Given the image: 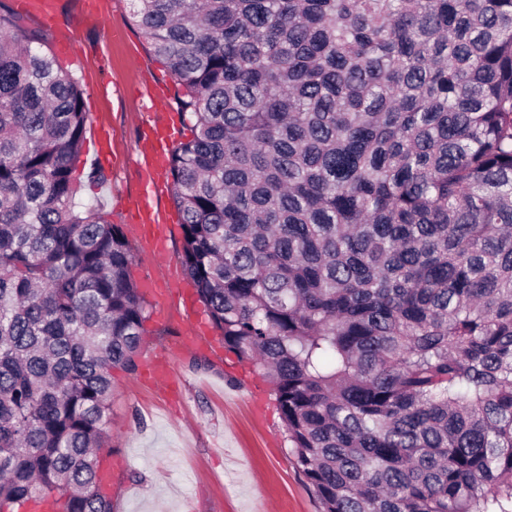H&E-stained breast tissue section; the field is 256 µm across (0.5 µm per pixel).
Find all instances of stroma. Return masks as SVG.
<instances>
[{
  "label": "stroma",
  "instance_id": "stroma-1",
  "mask_svg": "<svg viewBox=\"0 0 512 512\" xmlns=\"http://www.w3.org/2000/svg\"><path fill=\"white\" fill-rule=\"evenodd\" d=\"M110 2L99 17L85 13L82 0H56L53 23L29 11L22 19L27 30L45 34L50 54L73 43L62 64L79 78L89 114L74 178L81 198L97 201L127 233L133 220L125 202L146 189V175L133 163L140 133L175 111V85L134 25L132 0ZM148 84L160 88L155 100L142 96ZM97 164L107 178L102 186L88 180ZM165 307L203 314L195 288L181 279L166 305L149 307L136 370L112 371L114 512H320L293 464L269 386L225 352L216 331L208 333L212 351L178 358L168 388L146 386L147 360L180 336L178 325L163 320Z\"/></svg>",
  "mask_w": 512,
  "mask_h": 512
}]
</instances>
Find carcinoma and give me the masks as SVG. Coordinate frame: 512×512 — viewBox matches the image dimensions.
Returning a JSON list of instances; mask_svg holds the SVG:
<instances>
[{"instance_id": "obj_1", "label": "carcinoma", "mask_w": 512, "mask_h": 512, "mask_svg": "<svg viewBox=\"0 0 512 512\" xmlns=\"http://www.w3.org/2000/svg\"><path fill=\"white\" fill-rule=\"evenodd\" d=\"M182 265L321 512H512V0H133ZM0 4V512H112L149 318L78 77Z\"/></svg>"}]
</instances>
